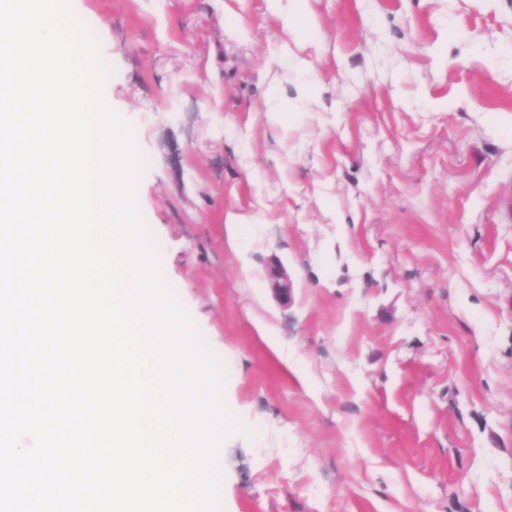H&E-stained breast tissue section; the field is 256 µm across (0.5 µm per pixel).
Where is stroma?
Here are the masks:
<instances>
[{
  "mask_svg": "<svg viewBox=\"0 0 512 512\" xmlns=\"http://www.w3.org/2000/svg\"><path fill=\"white\" fill-rule=\"evenodd\" d=\"M70 6L258 431L221 451L225 512H512V0H308L307 38L266 0Z\"/></svg>",
  "mask_w": 512,
  "mask_h": 512,
  "instance_id": "stroma-1",
  "label": "stroma"
}]
</instances>
